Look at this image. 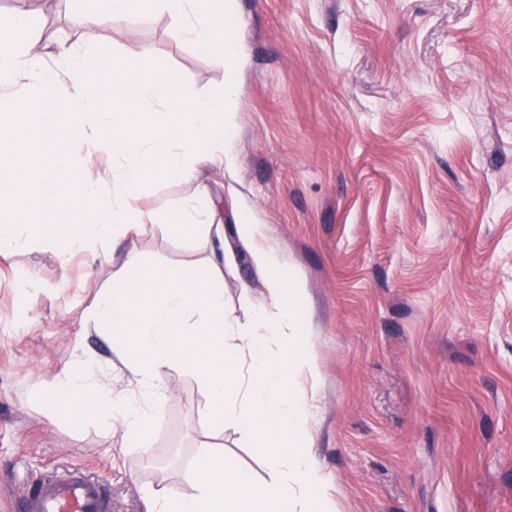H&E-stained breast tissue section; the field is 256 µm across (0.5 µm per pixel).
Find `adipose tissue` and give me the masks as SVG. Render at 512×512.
<instances>
[{
  "label": "adipose tissue",
  "instance_id": "ef3b65f1",
  "mask_svg": "<svg viewBox=\"0 0 512 512\" xmlns=\"http://www.w3.org/2000/svg\"><path fill=\"white\" fill-rule=\"evenodd\" d=\"M95 3L79 41L59 48L51 64L29 12L0 13V40L12 44L0 53V100L9 99L27 117L9 152H0V171L14 176V193L4 202L14 219L0 225V244L25 236L53 244L63 262L75 251L121 260L111 287L91 304L87 323L110 338L146 396L135 401L112 392L76 360L32 399L64 421L119 424L129 444L143 446L170 398L164 371L177 367L198 381L214 427L234 424L274 477L260 483L229 458L203 454L195 461V493L173 487L148 492V512H337L312 454L306 385L318 382L320 368L298 307L305 290L288 265L258 246L265 228L254 223L250 207H239L236 231L255 245L252 261L267 274L268 304L245 322L224 310L223 266L187 280L175 271L155 273L136 248L119 258L106 249L109 241L135 240L158 224L157 214L141 205L150 185L196 181L203 163L236 170L238 83L230 70L218 93L180 92L179 77L158 68L145 47L129 52L121 68L91 70L103 31L133 13H160L200 53L236 55L240 47L229 25L235 0ZM77 147L85 159L107 153L112 162L94 179L63 175L62 164ZM213 212L210 191L199 184L179 211L183 236L210 235Z\"/></svg>",
  "mask_w": 512,
  "mask_h": 512
}]
</instances>
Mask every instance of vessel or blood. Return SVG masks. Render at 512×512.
<instances>
[{
    "label": "vessel or blood",
    "mask_w": 512,
    "mask_h": 512,
    "mask_svg": "<svg viewBox=\"0 0 512 512\" xmlns=\"http://www.w3.org/2000/svg\"><path fill=\"white\" fill-rule=\"evenodd\" d=\"M17 512H108L100 480L90 476L43 474L19 496Z\"/></svg>",
    "instance_id": "1"
}]
</instances>
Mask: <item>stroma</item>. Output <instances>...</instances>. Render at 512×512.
Masks as SVG:
<instances>
[{
  "instance_id": "obj_1",
  "label": "stroma",
  "mask_w": 512,
  "mask_h": 512,
  "mask_svg": "<svg viewBox=\"0 0 512 512\" xmlns=\"http://www.w3.org/2000/svg\"><path fill=\"white\" fill-rule=\"evenodd\" d=\"M27 8L41 42L83 32L75 0ZM235 28V61L199 54L164 15L103 36L107 64L150 48L192 94L238 73L240 166L200 168L223 237H179L194 186L159 182L145 204L161 223L136 248L161 272L232 261L224 306L247 318L266 301L234 227L248 201L306 289L313 452L340 512H512V0H236ZM115 272L85 253L0 248V512L50 470L103 481L111 512H147L152 488L192 493L204 452L272 478L176 368L145 450L32 402L78 356L139 395L82 318Z\"/></svg>"
}]
</instances>
